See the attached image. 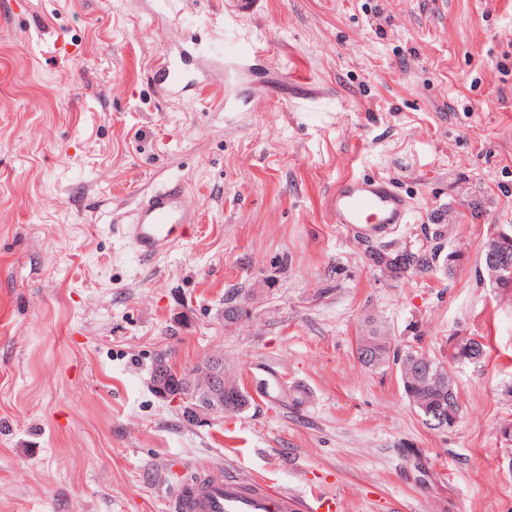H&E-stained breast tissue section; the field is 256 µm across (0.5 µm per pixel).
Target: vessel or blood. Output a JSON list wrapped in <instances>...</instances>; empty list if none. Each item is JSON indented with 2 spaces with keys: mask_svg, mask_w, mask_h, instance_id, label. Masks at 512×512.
Instances as JSON below:
<instances>
[{
  "mask_svg": "<svg viewBox=\"0 0 512 512\" xmlns=\"http://www.w3.org/2000/svg\"><path fill=\"white\" fill-rule=\"evenodd\" d=\"M156 79L167 92L180 94L202 88L170 63L157 66ZM337 224L362 239L385 237L393 226L408 223L411 206L393 182L382 177H348L327 200ZM184 183L171 181L143 194L123 234L142 262L150 263L175 247L185 228L199 223ZM168 512H336L333 496H313L306 506L288 494H276L261 482H243L230 475L213 477L203 466L183 474L167 501Z\"/></svg>",
  "mask_w": 512,
  "mask_h": 512,
  "instance_id": "obj_1",
  "label": "vessel or blood"
}]
</instances>
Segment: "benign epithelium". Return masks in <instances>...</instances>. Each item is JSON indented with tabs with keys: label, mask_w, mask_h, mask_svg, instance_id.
Returning a JSON list of instances; mask_svg holds the SVG:
<instances>
[{
	"label": "benign epithelium",
	"mask_w": 512,
	"mask_h": 512,
	"mask_svg": "<svg viewBox=\"0 0 512 512\" xmlns=\"http://www.w3.org/2000/svg\"><path fill=\"white\" fill-rule=\"evenodd\" d=\"M510 241L512 225L500 227L489 237L492 246L487 248L484 258L489 278L504 291L512 289V259L502 249V245ZM372 262L392 280L398 279L401 273L407 274L405 270L400 273L396 271V268L402 267L401 260L389 252L375 253ZM170 370L172 367L168 364L159 366L152 375V387L159 396L177 402L188 422L200 423L235 409L233 400L227 398L228 379L224 375L223 355L210 356L202 367L177 372V376L181 377V386L176 391L170 386Z\"/></svg>",
	"instance_id": "7a95c632"
}]
</instances>
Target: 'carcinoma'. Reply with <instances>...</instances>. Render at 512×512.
I'll return each instance as SVG.
<instances>
[{
    "mask_svg": "<svg viewBox=\"0 0 512 512\" xmlns=\"http://www.w3.org/2000/svg\"><path fill=\"white\" fill-rule=\"evenodd\" d=\"M440 243L432 247L403 251L404 264L408 272L427 271L439 259ZM368 352L369 357L360 359L367 368L378 369L393 362L397 365L403 392L409 403L415 406L429 423L427 411L442 409L448 415V423H457L462 413L460 395L456 383L450 379L439 382L435 375L444 376L453 372L452 365L422 351L409 348L401 354H391L388 336L374 320H367L357 338V354Z\"/></svg>",
    "mask_w": 512,
    "mask_h": 512,
    "instance_id": "obj_1",
    "label": "carcinoma"
}]
</instances>
